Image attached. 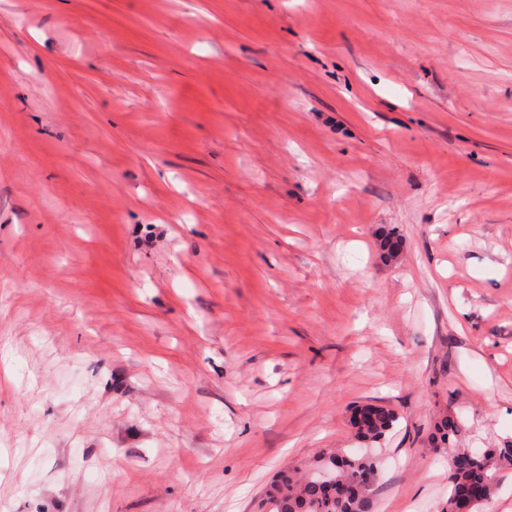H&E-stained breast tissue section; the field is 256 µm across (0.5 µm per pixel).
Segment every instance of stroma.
<instances>
[{
	"instance_id": "35a3bbf8",
	"label": "stroma",
	"mask_w": 512,
	"mask_h": 512,
	"mask_svg": "<svg viewBox=\"0 0 512 512\" xmlns=\"http://www.w3.org/2000/svg\"><path fill=\"white\" fill-rule=\"evenodd\" d=\"M365 403L374 512L512 441V0H0V512H268ZM362 414L369 422H360L358 415ZM372 415L374 417L372 418ZM399 414L392 408L377 404H366L357 407L351 417L350 424L355 429V436L359 440L377 443L389 433L399 422Z\"/></svg>"
}]
</instances>
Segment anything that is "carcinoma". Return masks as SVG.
Instances as JSON below:
<instances>
[{"label":"carcinoma","instance_id":"1","mask_svg":"<svg viewBox=\"0 0 512 512\" xmlns=\"http://www.w3.org/2000/svg\"><path fill=\"white\" fill-rule=\"evenodd\" d=\"M392 408L366 404L356 408L350 424L359 440L376 443L399 422ZM464 420L448 415L435 424L431 435L434 450L448 454L450 489L448 512L461 504L465 493L489 500L495 493L496 472L512 465V443L476 451L455 446ZM380 463L366 455L337 452L323 455L302 468L299 476L283 474L268 498L273 512H373Z\"/></svg>","mask_w":512,"mask_h":512}]
</instances>
